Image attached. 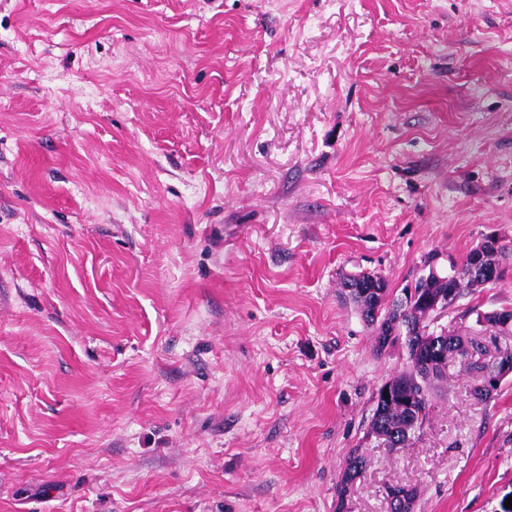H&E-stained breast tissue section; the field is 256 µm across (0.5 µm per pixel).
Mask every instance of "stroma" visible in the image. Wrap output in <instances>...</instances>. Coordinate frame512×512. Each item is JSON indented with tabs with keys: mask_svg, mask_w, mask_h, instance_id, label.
I'll use <instances>...</instances> for the list:
<instances>
[{
	"mask_svg": "<svg viewBox=\"0 0 512 512\" xmlns=\"http://www.w3.org/2000/svg\"><path fill=\"white\" fill-rule=\"evenodd\" d=\"M512 308V0H0V512H497L512 375L369 437L386 303L485 238ZM367 467V460L359 452L358 449H354L350 452L347 461L346 466L343 472L342 480L338 489V511L342 512L340 509H342L344 499L346 497V493L350 491V482L352 481L353 477L356 475H359L362 471H364ZM351 473H353L351 475Z\"/></svg>",
	"mask_w": 512,
	"mask_h": 512,
	"instance_id": "stroma-1",
	"label": "stroma"
}]
</instances>
